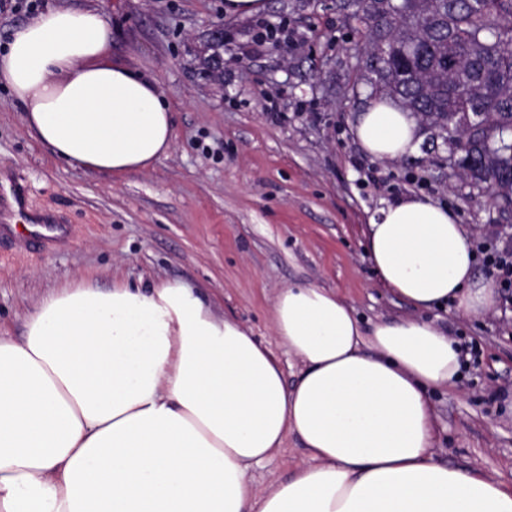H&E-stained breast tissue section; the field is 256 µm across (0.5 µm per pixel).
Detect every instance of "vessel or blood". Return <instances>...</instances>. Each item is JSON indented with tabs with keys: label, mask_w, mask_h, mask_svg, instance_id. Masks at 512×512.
<instances>
[{
	"label": "vessel or blood",
	"mask_w": 512,
	"mask_h": 512,
	"mask_svg": "<svg viewBox=\"0 0 512 512\" xmlns=\"http://www.w3.org/2000/svg\"><path fill=\"white\" fill-rule=\"evenodd\" d=\"M65 224H49L31 213L25 195L16 186H0V239L57 243L68 238Z\"/></svg>",
	"instance_id": "b4317fda"
}]
</instances>
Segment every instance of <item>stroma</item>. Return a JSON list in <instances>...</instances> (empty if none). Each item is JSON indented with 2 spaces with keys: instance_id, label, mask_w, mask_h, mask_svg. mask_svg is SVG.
Masks as SVG:
<instances>
[{
  "instance_id": "stroma-1",
  "label": "stroma",
  "mask_w": 512,
  "mask_h": 512,
  "mask_svg": "<svg viewBox=\"0 0 512 512\" xmlns=\"http://www.w3.org/2000/svg\"><path fill=\"white\" fill-rule=\"evenodd\" d=\"M343 3L265 0L260 14L229 18L224 0H41L108 16L115 58L153 75L172 106V146L150 171L117 178L66 165L29 133L0 82V177L72 229L64 243L0 253V335L22 340L41 301L67 287L179 279L269 346L291 384L300 364L271 322L282 288L336 291L364 323L414 316L380 284L364 246L369 218L390 201L430 196L474 230V243L511 252L512 237L449 177L441 143L423 138L394 162L355 143L351 125L370 100L357 53L366 38ZM263 24L276 37L259 41ZM476 272L499 288L494 311L425 314L479 352L431 394L434 447L440 463L511 485L512 290L485 260ZM306 458L288 434L247 481L264 493Z\"/></svg>"
}]
</instances>
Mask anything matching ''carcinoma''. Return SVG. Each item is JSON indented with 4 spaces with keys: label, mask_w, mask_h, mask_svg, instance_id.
Segmentation results:
<instances>
[{
    "label": "carcinoma",
    "mask_w": 512,
    "mask_h": 512,
    "mask_svg": "<svg viewBox=\"0 0 512 512\" xmlns=\"http://www.w3.org/2000/svg\"><path fill=\"white\" fill-rule=\"evenodd\" d=\"M365 25L370 95L422 116L434 136L457 134L452 107L481 112L461 152L469 201L495 192L512 222V0H349Z\"/></svg>",
    "instance_id": "carcinoma-1"
}]
</instances>
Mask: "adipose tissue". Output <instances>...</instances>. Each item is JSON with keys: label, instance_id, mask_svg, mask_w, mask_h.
Here are the masks:
<instances>
[{"label": "adipose tissue", "instance_id": "1", "mask_svg": "<svg viewBox=\"0 0 512 512\" xmlns=\"http://www.w3.org/2000/svg\"><path fill=\"white\" fill-rule=\"evenodd\" d=\"M0 80L68 165L121 176L171 148L169 101L113 61L99 11L49 7L14 29ZM352 131L381 161L420 141L417 118L382 97ZM366 251L416 317L366 328L333 290L288 285L273 330L302 365L291 386L183 281L48 296L23 341L0 336V512H512V485L434 456L428 392L452 385L460 353L421 313L450 302L476 317L498 298L465 227L407 195L370 218ZM291 432L307 461L253 494L249 468Z\"/></svg>", "mask_w": 512, "mask_h": 512}]
</instances>
